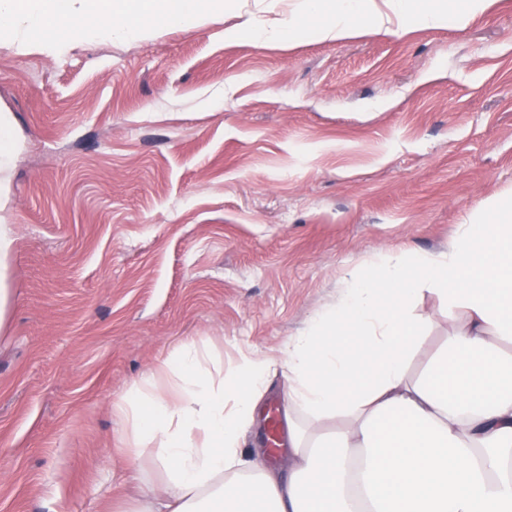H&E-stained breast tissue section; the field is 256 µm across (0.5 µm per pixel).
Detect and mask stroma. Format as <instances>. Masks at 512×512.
I'll return each instance as SVG.
<instances>
[{
	"mask_svg": "<svg viewBox=\"0 0 512 512\" xmlns=\"http://www.w3.org/2000/svg\"><path fill=\"white\" fill-rule=\"evenodd\" d=\"M235 11L60 56L0 45L15 148L0 208V512H115L165 475L121 453V397L183 345L216 368L277 354L383 252L447 250L512 193V0L462 29L287 50ZM424 354L464 316L425 291ZM280 374L244 435L266 467Z\"/></svg>",
	"mask_w": 512,
	"mask_h": 512,
	"instance_id": "stroma-1",
	"label": "stroma"
}]
</instances>
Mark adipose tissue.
<instances>
[{
	"label": "adipose tissue",
	"instance_id": "obj_1",
	"mask_svg": "<svg viewBox=\"0 0 512 512\" xmlns=\"http://www.w3.org/2000/svg\"><path fill=\"white\" fill-rule=\"evenodd\" d=\"M497 0H305L301 14L225 31L286 49L322 41L464 28ZM224 12V0H0V40L55 57L85 38L140 41ZM433 291L464 315L423 371L408 367ZM512 195L458 225L447 251L387 253L345 277L334 303L276 361L243 360L219 384L194 345L169 386L146 378L119 409L127 457L152 449L167 480L133 512H512ZM284 378L288 473L248 461L242 433L271 365Z\"/></svg>",
	"mask_w": 512,
	"mask_h": 512
}]
</instances>
